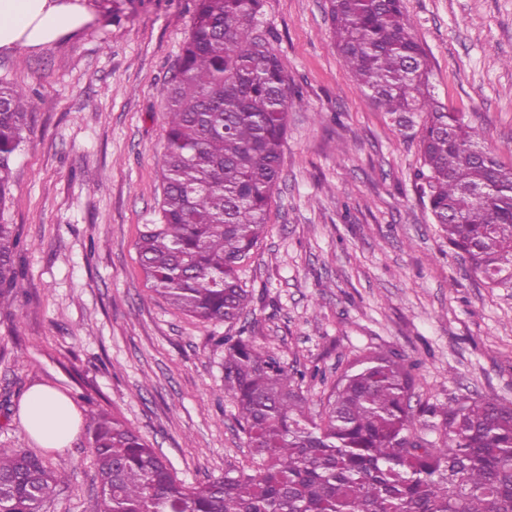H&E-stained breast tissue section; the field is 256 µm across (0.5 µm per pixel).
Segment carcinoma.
<instances>
[{"instance_id": "cac0c4a2", "label": "carcinoma", "mask_w": 512, "mask_h": 512, "mask_svg": "<svg viewBox=\"0 0 512 512\" xmlns=\"http://www.w3.org/2000/svg\"><path fill=\"white\" fill-rule=\"evenodd\" d=\"M261 0H196L168 80L159 222L144 225L151 287L201 322L234 323L252 292L243 263L267 232L293 92L256 34ZM340 57L367 99L414 131L417 188L434 223L486 284L512 285V166L430 90L428 56L401 0H325ZM36 109L0 79V205ZM25 250L0 216V308L20 292ZM224 393L251 461L187 485L124 419L90 416L101 512H512V403L493 395L412 406L413 366L353 358L320 408L304 394L315 367L290 369L250 339L226 336ZM439 418L431 438L420 417ZM66 475L0 447V512H43Z\"/></svg>"}]
</instances>
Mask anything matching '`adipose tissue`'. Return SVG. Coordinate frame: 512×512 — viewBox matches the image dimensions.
<instances>
[{
	"label": "adipose tissue",
	"instance_id": "ef3b65f1",
	"mask_svg": "<svg viewBox=\"0 0 512 512\" xmlns=\"http://www.w3.org/2000/svg\"><path fill=\"white\" fill-rule=\"evenodd\" d=\"M92 18L86 0H0V53L53 43ZM20 415L26 433L46 448L65 449L79 429L73 402L46 385L25 394Z\"/></svg>",
	"mask_w": 512,
	"mask_h": 512
}]
</instances>
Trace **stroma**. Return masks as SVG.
Returning <instances> with one entry per match:
<instances>
[{
	"instance_id": "1",
	"label": "stroma",
	"mask_w": 512,
	"mask_h": 512,
	"mask_svg": "<svg viewBox=\"0 0 512 512\" xmlns=\"http://www.w3.org/2000/svg\"><path fill=\"white\" fill-rule=\"evenodd\" d=\"M96 19L39 48L0 53V78L37 108L4 212L28 249L24 295L0 314V445L66 472L45 512H100L86 429L66 450L20 424L34 385L81 417L116 414L188 483L248 460L224 396L225 334L334 379L380 350L415 363L417 400L512 403V288L471 276L418 195L414 140L343 66L323 0H263L260 38L300 93L288 109L268 232L241 278L235 325L202 323L155 294L137 241L157 218L166 81L196 0H88ZM438 101L512 165V0H402ZM105 182L97 188L88 172Z\"/></svg>"
}]
</instances>
